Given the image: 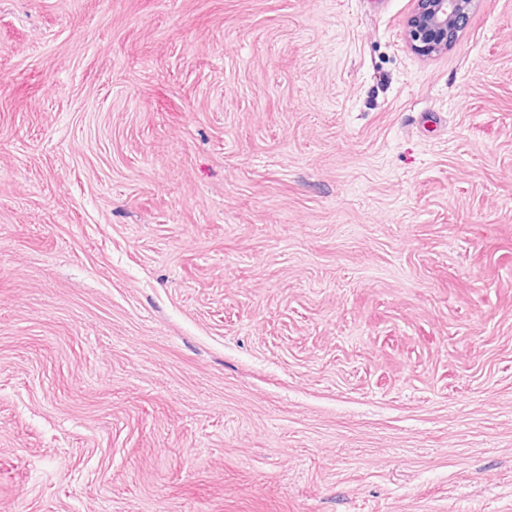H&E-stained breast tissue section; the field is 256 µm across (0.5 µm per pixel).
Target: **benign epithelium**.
<instances>
[{
    "instance_id": "benign-epithelium-1",
    "label": "benign epithelium",
    "mask_w": 512,
    "mask_h": 512,
    "mask_svg": "<svg viewBox=\"0 0 512 512\" xmlns=\"http://www.w3.org/2000/svg\"><path fill=\"white\" fill-rule=\"evenodd\" d=\"M474 0H415L406 25L411 49L422 57L451 47L467 25Z\"/></svg>"
}]
</instances>
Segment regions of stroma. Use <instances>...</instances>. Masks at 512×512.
<instances>
[{"mask_svg":"<svg viewBox=\"0 0 512 512\" xmlns=\"http://www.w3.org/2000/svg\"><path fill=\"white\" fill-rule=\"evenodd\" d=\"M0 0V512H512V0ZM406 25L411 49L422 57L447 51L467 25L473 0H415Z\"/></svg>","mask_w":512,"mask_h":512,"instance_id":"stroma-1","label":"stroma"}]
</instances>
